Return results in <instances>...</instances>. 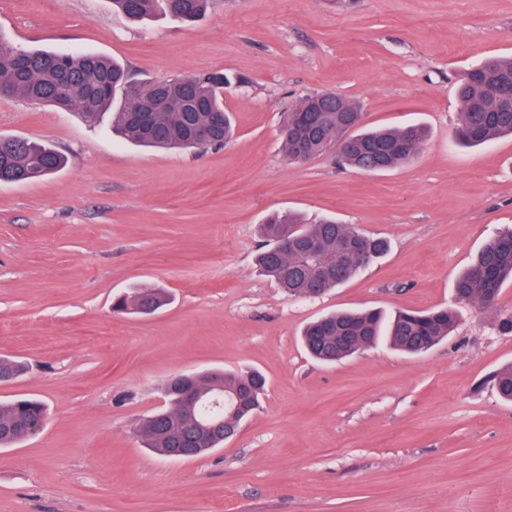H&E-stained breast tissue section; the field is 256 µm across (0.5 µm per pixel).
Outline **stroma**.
Returning <instances> with one entry per match:
<instances>
[{"label":"stroma","instance_id":"35a3bbf8","mask_svg":"<svg viewBox=\"0 0 512 512\" xmlns=\"http://www.w3.org/2000/svg\"><path fill=\"white\" fill-rule=\"evenodd\" d=\"M16 47L95 52L133 81L244 76L221 147L147 148L111 115L0 98V135L46 143L66 165L0 182V355L30 366L0 402H44L42 431L0 449V512H512V284L493 308L457 302L456 277L512 227V137L466 147L452 131L456 82L512 56V0H211L185 23L134 22L112 0H0ZM333 92L369 128L420 123L410 164L362 173L282 151L281 115ZM335 218L386 238V254L316 298L260 275L257 227L275 210ZM132 288L166 289L148 316L112 311ZM456 309L430 350L388 347L326 365L304 326L347 309ZM215 367L261 371L257 413L223 448L170 459L135 429L160 385Z\"/></svg>","mask_w":512,"mask_h":512}]
</instances>
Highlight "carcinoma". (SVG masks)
<instances>
[{"instance_id": "1", "label": "carcinoma", "mask_w": 512, "mask_h": 512, "mask_svg": "<svg viewBox=\"0 0 512 512\" xmlns=\"http://www.w3.org/2000/svg\"><path fill=\"white\" fill-rule=\"evenodd\" d=\"M208 0H181L174 16L193 21L203 14ZM112 6L131 19H142L159 9L170 10L168 0H112ZM246 82L221 73L195 74L157 84L136 85L117 61L99 54L25 50L0 35V96L20 98L39 105L77 111L93 119L110 108L117 93L124 103L114 116V129L125 138L148 147L190 149L195 144L190 132L215 125L214 144L221 145L233 134L224 110V87ZM512 85V57L490 58L464 71L458 80L457 96L462 108L456 128L458 139L471 146L512 136V101L505 90ZM330 111L318 113L313 124L308 113L324 102L322 94L306 95L284 113L282 128L295 130L298 139H283L289 161H308L332 152L338 161L353 169L375 173L392 170L414 159L428 137L420 125L377 130L361 129L363 113L348 98L330 93ZM349 140L348 149L336 151V142ZM64 159L50 146L23 137L0 136V182H35L62 167ZM260 232L265 239L257 256L261 272L291 296L304 297L312 287L322 294L353 278L362 268L381 256L387 240L367 235L350 224L323 219L305 224L293 212L270 214ZM295 239V249L278 251L283 236ZM348 240L353 254L362 262L347 259L337 265L336 251ZM320 246L316 258L308 260L307 242ZM512 282V229L494 236L475 260L456 279V298L467 304L486 306L490 295H498ZM168 297L159 288H137L115 299L112 311L142 315L165 306ZM458 321L455 310L439 308L426 312L399 311L387 318L380 311L338 312L308 324L302 335L307 351L316 359L335 363L386 340L392 349L405 354L423 353L448 337ZM26 371L19 360L0 358V383H8ZM500 397L512 401V365L493 376ZM202 387L224 384V393L248 392L243 409L229 424H241L259 407L266 378L259 372L247 374L214 369L199 377ZM167 407L143 418L136 429L144 447L170 457L188 448L192 457L215 449L208 438L186 435L191 414L171 384L164 387ZM46 408L30 398L0 403V447L8 448L35 435L43 426Z\"/></svg>"}]
</instances>
